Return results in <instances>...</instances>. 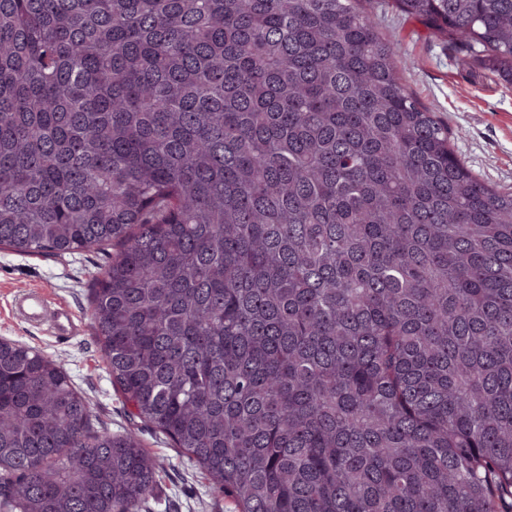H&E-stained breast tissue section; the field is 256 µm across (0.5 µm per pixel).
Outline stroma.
Returning a JSON list of instances; mask_svg holds the SVG:
<instances>
[{
	"instance_id": "stroma-1",
	"label": "stroma",
	"mask_w": 512,
	"mask_h": 512,
	"mask_svg": "<svg viewBox=\"0 0 512 512\" xmlns=\"http://www.w3.org/2000/svg\"><path fill=\"white\" fill-rule=\"evenodd\" d=\"M363 10L406 61L407 90L447 125L455 150L480 177L512 187V85L463 66L457 53L420 22L407 18L394 0H363ZM111 249L73 255H24L0 247V336L34 347L61 362L87 398L95 429L135 432L157 464L153 498L139 512H235L232 502L210 490L207 476L190 466L172 442L140 419L130 417L112 385L91 330V292L111 260ZM44 289L80 323L74 336H57L13 315L19 291Z\"/></svg>"
}]
</instances>
